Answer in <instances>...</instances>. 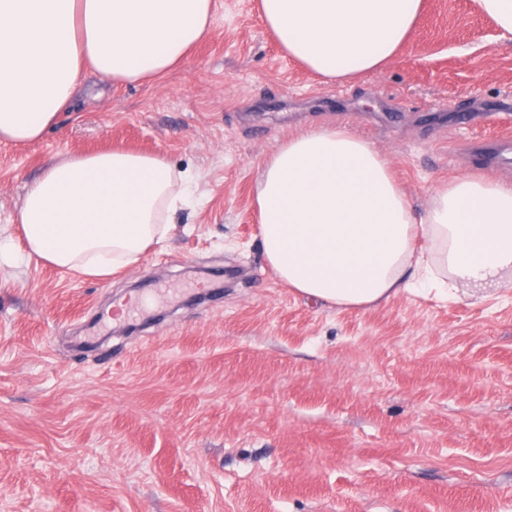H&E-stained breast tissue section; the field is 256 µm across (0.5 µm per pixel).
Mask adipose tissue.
<instances>
[{"label": "adipose tissue", "instance_id": "obj_1", "mask_svg": "<svg viewBox=\"0 0 512 512\" xmlns=\"http://www.w3.org/2000/svg\"><path fill=\"white\" fill-rule=\"evenodd\" d=\"M213 0H0V143L37 141L89 76L145 82L207 34ZM282 50L325 82L386 68L421 0H260ZM160 155L108 150L51 163L18 214L28 256L107 276L165 236L194 182ZM260 238L277 278L343 308L503 285L512 274V182H443L415 211L390 161L345 129L293 133L257 185ZM447 268L450 279L434 274Z\"/></svg>", "mask_w": 512, "mask_h": 512}]
</instances>
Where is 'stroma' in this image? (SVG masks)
Wrapping results in <instances>:
<instances>
[{"label":"stroma","instance_id":"stroma-1","mask_svg":"<svg viewBox=\"0 0 512 512\" xmlns=\"http://www.w3.org/2000/svg\"><path fill=\"white\" fill-rule=\"evenodd\" d=\"M258 2L215 0L162 77L0 143V512H512V288L338 309L276 278L255 203L263 160L319 127L373 144L417 207L512 181V44L475 0H422L385 70L326 83ZM109 149L192 170L197 202L106 279L24 256L27 185Z\"/></svg>","mask_w":512,"mask_h":512}]
</instances>
